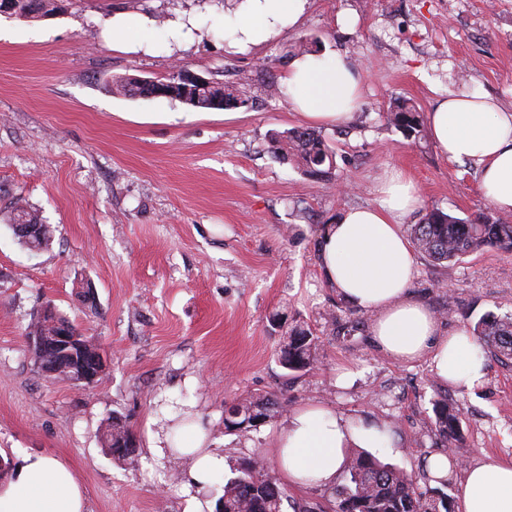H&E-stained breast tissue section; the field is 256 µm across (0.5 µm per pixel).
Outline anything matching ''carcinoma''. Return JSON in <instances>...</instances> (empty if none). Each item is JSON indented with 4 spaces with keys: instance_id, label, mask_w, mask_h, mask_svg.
I'll return each instance as SVG.
<instances>
[{
    "instance_id": "cac0c4a2",
    "label": "carcinoma",
    "mask_w": 512,
    "mask_h": 512,
    "mask_svg": "<svg viewBox=\"0 0 512 512\" xmlns=\"http://www.w3.org/2000/svg\"><path fill=\"white\" fill-rule=\"evenodd\" d=\"M9 16L37 21L56 14L64 0H9ZM184 71L173 73L158 84L175 91L172 99L198 109H222L229 105H246L248 99L237 85L207 80L177 86ZM118 92L151 96V91L138 79L122 77L113 81ZM388 124L402 130L408 137L420 132L421 117L416 106L399 99L385 113ZM270 147L284 160L295 163L304 173L328 179L337 168L336 152L313 130L292 128L271 137ZM38 216L23 207L8 213V226L35 224ZM408 233L415 250L437 265L454 264L464 257L486 248L512 252V220L507 215L482 214L472 220H463L442 211L427 213L418 223L408 225ZM53 230L41 225V235L24 242L31 251L46 247ZM479 349L497 357L512 359V314L488 315L468 327ZM319 349L318 336L310 328L299 324L288 336V347L280 349V357H288V370L301 371L311 367ZM435 431L444 447L461 440L458 417L445 401L434 403ZM132 438L124 425L109 423L104 442L112 449ZM347 483L334 488L326 505L318 512H450L447 498L435 497L430 489H422L416 478L381 462L368 453L351 454L344 468ZM288 491L267 471L259 456L244 457L232 469V476L224 481V512H282Z\"/></svg>"
}]
</instances>
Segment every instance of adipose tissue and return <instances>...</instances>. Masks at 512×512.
Returning a JSON list of instances; mask_svg holds the SVG:
<instances>
[{"mask_svg":"<svg viewBox=\"0 0 512 512\" xmlns=\"http://www.w3.org/2000/svg\"><path fill=\"white\" fill-rule=\"evenodd\" d=\"M309 0H241L231 18L234 42L258 45L299 20ZM300 118L331 125L347 121L358 101L363 76L339 55H306L291 62L282 79ZM430 134L456 161L477 160L479 188L494 207L512 212V112L482 95L452 94L438 99L429 114ZM371 207L344 212L323 225L320 268L326 283L349 304L372 315V335L393 360L429 357L436 379L460 389L477 387L487 365L466 331L439 333L437 316L412 299L414 248L403 219L420 204L416 185L392 171L379 185ZM205 432L193 444H172L151 435L149 451L171 450L187 458V484L208 485L223 471L222 453L205 445ZM388 429L353 425L336 410L311 403L297 409L272 433L269 446L281 475L298 488H328L343 470L352 448H387ZM457 512H512V459L484 455L462 468ZM0 512H88L85 494L63 462L38 453L24 454L13 476L0 483Z\"/></svg>","mask_w":512,"mask_h":512,"instance_id":"ef3b65f1","label":"adipose tissue"}]
</instances>
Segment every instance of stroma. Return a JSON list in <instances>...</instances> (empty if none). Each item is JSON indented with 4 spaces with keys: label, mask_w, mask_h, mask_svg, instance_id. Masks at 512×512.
Masks as SVG:
<instances>
[{
    "label": "stroma",
    "mask_w": 512,
    "mask_h": 512,
    "mask_svg": "<svg viewBox=\"0 0 512 512\" xmlns=\"http://www.w3.org/2000/svg\"><path fill=\"white\" fill-rule=\"evenodd\" d=\"M227 0H67L34 22L0 15V212L21 206L52 225L32 253L0 224V482L21 452L68 464L89 512H184L185 458L156 461L149 433L187 414L226 466L266 454L269 434L308 401L352 422L387 425L382 462L421 475L442 445L433 403L459 411L461 464L512 457V362L488 360L484 382L460 390L437 380L429 358L398 362L374 345L371 316L323 279L321 225L376 204L388 171L414 180L421 204L460 218L493 212L478 164L446 157L429 132L406 138L384 114L397 98L421 115L451 93L490 96L512 111V0H310L293 28L241 50L224 26ZM118 15L147 29L112 39ZM196 25L174 42L176 19ZM345 56L363 75L349 122L317 131L336 152L331 181L305 175L270 148L273 133L302 127L282 78L300 38ZM240 82L246 106L195 109L164 97L118 93L124 76L164 79L178 70ZM94 304L80 296L83 284ZM414 298L443 334L485 314L512 313V253L496 249L446 266L418 257ZM53 305L101 347L106 368L83 389L42 375L27 333ZM356 321L340 334L328 313ZM317 334L316 365L285 369L288 327ZM356 372L346 387L339 367ZM277 397L278 412L245 434L224 428L225 407ZM120 414L137 442L129 458L102 442Z\"/></svg>",
    "instance_id": "35a3bbf8"
}]
</instances>
